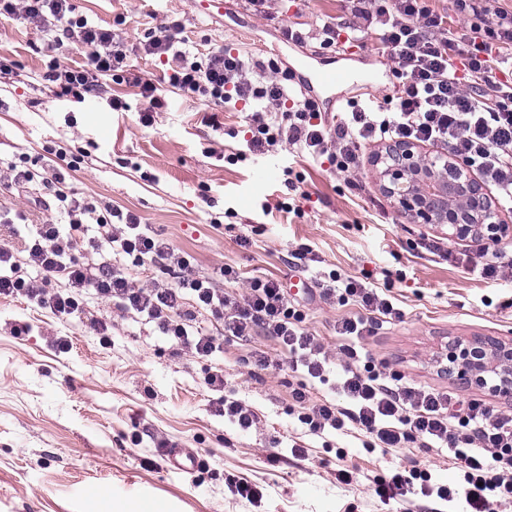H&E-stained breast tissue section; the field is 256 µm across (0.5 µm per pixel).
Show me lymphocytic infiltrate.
Listing matches in <instances>:
<instances>
[{
  "instance_id": "obj_1",
  "label": "lymphocytic infiltrate",
  "mask_w": 512,
  "mask_h": 512,
  "mask_svg": "<svg viewBox=\"0 0 512 512\" xmlns=\"http://www.w3.org/2000/svg\"><path fill=\"white\" fill-rule=\"evenodd\" d=\"M347 2L352 17L349 29L383 45L396 63L395 111L352 112L336 125H328L312 100H290L281 81L268 76L260 60L230 48L213 52L203 63L190 59L181 48L183 26L177 21L148 34L141 51L170 58L171 83L200 98L267 102V109L249 117L247 145L252 151L262 152L279 143L299 144L309 155L329 156L348 171L359 167L362 146L373 140L440 144L476 166L482 180L511 205L512 80L501 79L498 73L512 61V13L493 0H455L457 13L485 19L484 37L479 40L449 24L447 14L431 7L428 0ZM0 17L24 20L45 33L48 47L59 45L64 34L78 36L87 47L88 64L48 62L42 78L58 95L81 100L98 93L103 78L123 80L127 66L123 43L114 30L95 26L77 14L74 0H0ZM272 109L281 116L275 126L268 121ZM50 185L72 218V232L64 235L58 225H38L24 251L28 265L63 278L67 287L52 293L25 282L17 275L13 251L1 247V298L22 295L67 318L79 311L81 290L91 288L122 309L147 314L163 333L208 356L220 343L195 326L197 313L204 311L223 320L227 336L247 341L263 332L279 343L292 368L323 378L327 353L303 328L301 313L289 307L278 281L253 279L240 300L193 277L174 286L156 282L134 287L109 261L94 265L77 261L82 220L94 218L97 208L71 197L61 171H54ZM112 240L137 263L163 261L181 269L188 265L184 256L150 235L131 213ZM342 297L359 308L336 323L337 335L349 339L372 335V313L392 319L402 315L391 300L355 280L345 282ZM336 390L344 397V405L313 401L303 385L293 390L292 398L304 408L303 420L312 430H340L350 424L374 436L384 449L407 447L414 436H422L446 447L457 464L469 512H495L500 498L512 497V413L491 408L481 399L464 402L450 391L391 384L375 373L350 368Z\"/></svg>"
}]
</instances>
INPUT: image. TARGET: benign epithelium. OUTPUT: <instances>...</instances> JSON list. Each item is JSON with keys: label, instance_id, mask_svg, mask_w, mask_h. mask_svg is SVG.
<instances>
[{"label": "benign epithelium", "instance_id": "7a95c632", "mask_svg": "<svg viewBox=\"0 0 512 512\" xmlns=\"http://www.w3.org/2000/svg\"><path fill=\"white\" fill-rule=\"evenodd\" d=\"M382 188L415 224L448 227V236L471 238L488 250L512 237V226L477 183L470 165L451 154L431 155L414 144L394 143L376 155ZM448 377L466 387L512 399V341L476 337L448 342Z\"/></svg>", "mask_w": 512, "mask_h": 512}]
</instances>
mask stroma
I'll return each instance as SVG.
<instances>
[{
  "instance_id": "1",
  "label": "stroma",
  "mask_w": 512,
  "mask_h": 512,
  "mask_svg": "<svg viewBox=\"0 0 512 512\" xmlns=\"http://www.w3.org/2000/svg\"><path fill=\"white\" fill-rule=\"evenodd\" d=\"M222 2L223 11L213 14L206 0H76L90 23L122 36L133 73L161 89L167 107L149 127L138 122L143 101L129 84L104 80L101 95L82 102L55 95L40 77L47 62L42 33L0 19V53L20 63L15 74L0 78V168L24 157L47 177L79 157L69 181L76 196L138 215L187 254L190 265L182 270L136 266L107 245L98 254L78 251L84 263L110 259L135 286L173 284L185 274L232 295L259 275L286 285L290 305L334 351L313 399L335 398L336 378L348 361L337 350L335 327L350 308L323 296L335 276L388 291L403 313L377 322L356 346L373 358L377 373L390 368L407 384L512 408V401L452 382L437 367L448 341L512 338V278L467 274L460 261L475 242L449 238L447 227L414 224L398 212L372 163L384 142L368 145L353 173L295 145L250 152L242 137L243 103L206 102L171 86L170 64L136 45L149 29L181 21L192 56L233 48L276 60L290 77V96H313L328 114L351 97L365 112L394 111L398 79L390 56L340 30L343 0H275L267 17L253 14L244 0ZM287 21L310 40L286 43L281 25ZM327 24L337 29L331 45L323 42ZM327 71L363 80L325 88L318 76ZM115 96L129 103L128 111L111 110ZM1 211L28 212L32 222H70L52 190L38 183L21 189L0 182ZM430 241L451 252V260L426 252ZM227 265L238 280H224ZM82 301L80 314L62 320L27 300L0 298V512H111L116 499L161 512H389L374 479L412 469L431 479L409 485L399 512H438L441 503L425 496L426 485L461 482L447 449L425 440L384 450L354 428L311 431L290 396L300 376L270 338L226 342L201 358L146 315L119 310L90 290ZM261 352L276 367L248 365L249 356ZM218 369L224 372L220 392L207 384ZM222 397L250 406L256 424L244 430L219 415ZM173 443L197 451L206 467L171 468L164 452ZM340 469L350 472L349 482L337 480ZM228 475L264 488L261 501L233 495L224 484Z\"/></svg>"
}]
</instances>
